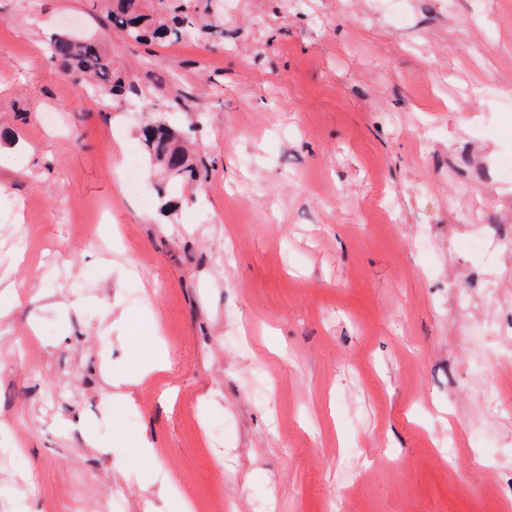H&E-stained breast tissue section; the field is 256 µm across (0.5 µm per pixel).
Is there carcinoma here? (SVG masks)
I'll return each instance as SVG.
<instances>
[{
    "instance_id": "1",
    "label": "carcinoma",
    "mask_w": 512,
    "mask_h": 512,
    "mask_svg": "<svg viewBox=\"0 0 512 512\" xmlns=\"http://www.w3.org/2000/svg\"><path fill=\"white\" fill-rule=\"evenodd\" d=\"M141 2L143 0H106L112 23L137 43L147 38L184 39L194 34L198 24L214 40L224 38V22L217 23L211 18L212 0H156V6L148 13L141 10ZM50 50L52 58L103 99L134 88L131 80L112 69V58L95 38L58 35L51 39ZM142 135L149 165L162 168L169 178V182L155 186L156 195L166 198L172 195L177 184L194 175V167L165 125L149 124Z\"/></svg>"
}]
</instances>
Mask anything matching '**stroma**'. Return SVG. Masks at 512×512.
I'll return each instance as SVG.
<instances>
[{"label": "stroma", "mask_w": 512, "mask_h": 512, "mask_svg": "<svg viewBox=\"0 0 512 512\" xmlns=\"http://www.w3.org/2000/svg\"><path fill=\"white\" fill-rule=\"evenodd\" d=\"M216 6L137 44L0 0V512H512V0ZM148 122L198 171L166 211ZM51 57L63 67L76 73V79L88 84L86 88L98 93L103 99L112 100L134 89V83L112 69V58L102 49L100 41L87 37L78 39L70 34L55 36L50 42Z\"/></svg>", "instance_id": "stroma-1"}]
</instances>
